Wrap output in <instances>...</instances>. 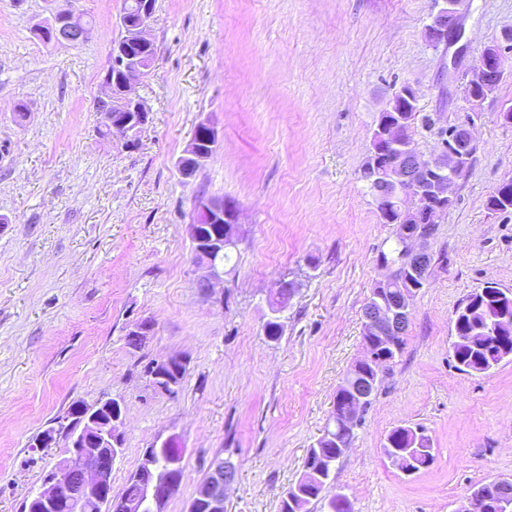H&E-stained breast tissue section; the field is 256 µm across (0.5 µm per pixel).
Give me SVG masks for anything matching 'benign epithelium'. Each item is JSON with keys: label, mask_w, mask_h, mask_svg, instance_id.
<instances>
[{"label": "benign epithelium", "mask_w": 512, "mask_h": 512, "mask_svg": "<svg viewBox=\"0 0 512 512\" xmlns=\"http://www.w3.org/2000/svg\"><path fill=\"white\" fill-rule=\"evenodd\" d=\"M462 3L463 0H436L437 11L425 25V37L430 45L438 47L447 40L462 38ZM154 13L155 0H139L135 23L122 19V23L131 28L129 44L112 45V66L120 74L123 93L118 94L108 87L102 100L112 104L111 132L119 133L128 147L136 140L137 131L150 119L145 101L131 92L133 85L147 74L146 61L132 48L157 49L147 37ZM53 14L52 41L76 46L89 38L91 28L75 8V0H60ZM510 36L511 33H504L500 40L482 51L474 66L484 80L482 92L474 91L469 85L464 87V98L471 113L449 128L448 146L430 158L413 147L407 124L399 117L401 112L418 110V91L413 85L404 84L392 92L372 131L368 173L364 179L382 223L392 224L408 218L424 224L435 223L453 205L451 187L467 175L473 157L472 114L478 112L481 102L493 91L504 72V44ZM215 137L217 133L210 126L204 136L191 141L179 162L184 176H193L200 162L211 157L206 145ZM195 209L196 223L189 225V234L195 238L192 260L206 271L200 283L211 291L224 283L220 256L224 253V237L234 232L236 209L222 198H202L196 202ZM199 224H222L224 232L204 236L197 229ZM409 248L416 257L411 273L423 280L430 270L431 253L424 240L417 236L409 241ZM412 303L413 296L407 289L390 288L388 300L382 299L363 312L362 334L387 342L402 335L410 324ZM508 330L512 331V319L491 320L485 323L480 336H463L454 331V343L479 345L484 339L502 337ZM187 365L185 358L171 356L153 365L149 377L156 382V388L171 393L179 380L170 377L169 372ZM374 389L375 383L371 382L353 390L355 398L339 406L335 416L344 425L355 427L357 403L370 398ZM123 424L121 412L116 410L103 419L97 406L83 411L76 422L55 418L35 440L34 447L60 446L62 457L27 499L42 502L50 512H112V468L122 452ZM160 451L167 453L169 469L177 475L176 479L164 484L159 483L152 463L153 454ZM235 474L236 467L232 462L216 456L208 480L198 488L187 512H224V490ZM182 478V452L177 438L169 436L154 441L144 450L142 466L132 474V479L141 484L142 497L129 505L130 512H160L162 503L179 490ZM495 484L499 512H512V478L499 479ZM487 510V491L478 486L459 502L456 512Z\"/></svg>", "instance_id": "1"}]
</instances>
